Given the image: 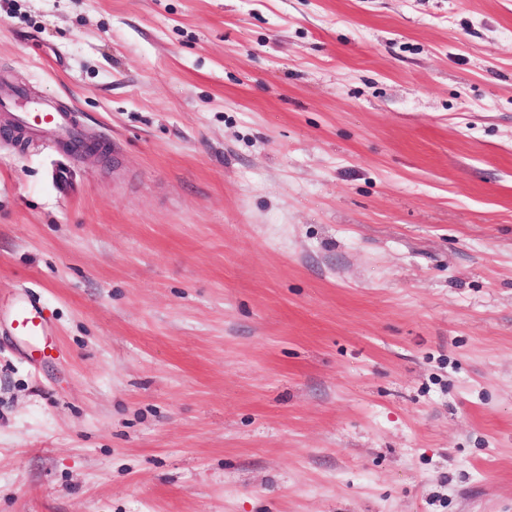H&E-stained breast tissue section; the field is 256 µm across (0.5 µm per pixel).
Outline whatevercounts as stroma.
Segmentation results:
<instances>
[{
  "label": "stroma",
  "mask_w": 512,
  "mask_h": 512,
  "mask_svg": "<svg viewBox=\"0 0 512 512\" xmlns=\"http://www.w3.org/2000/svg\"><path fill=\"white\" fill-rule=\"evenodd\" d=\"M0 82L105 150L0 136V512H512V0H0ZM14 328L26 336L32 346L38 347L46 335L47 321L41 310L32 302H21L14 312Z\"/></svg>",
  "instance_id": "35a3bbf8"
}]
</instances>
